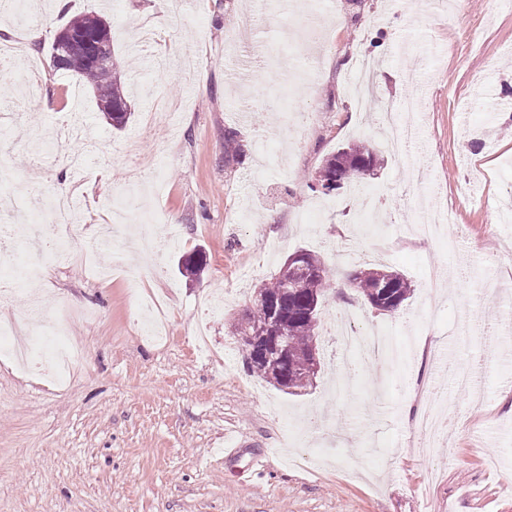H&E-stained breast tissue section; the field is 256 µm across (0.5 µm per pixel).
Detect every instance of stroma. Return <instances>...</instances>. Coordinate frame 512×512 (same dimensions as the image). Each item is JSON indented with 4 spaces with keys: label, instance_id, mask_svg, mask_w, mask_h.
Wrapping results in <instances>:
<instances>
[{
    "label": "stroma",
    "instance_id": "1",
    "mask_svg": "<svg viewBox=\"0 0 512 512\" xmlns=\"http://www.w3.org/2000/svg\"><path fill=\"white\" fill-rule=\"evenodd\" d=\"M256 0H37L44 35L28 43L40 67L37 100L0 79V125L11 136L0 184V250L17 252L34 278L0 300V318H24L32 298L54 319L64 300L76 315L67 336L87 365L64 392L0 356V512H512V344L469 335L465 313L497 319V295H476L491 273H512V0H331L320 21L294 0H270L275 23L255 31L270 58L253 69L227 36ZM106 18L132 116L116 130L91 86L54 68L55 34L78 14ZM296 15L315 35L320 63L308 84L285 45L280 18ZM422 108L403 111L406 98ZM421 132L432 211H450L460 238L411 236L415 198L404 161L386 150L383 107ZM87 137L85 173L62 152H35L72 117ZM288 128L278 155L264 154L267 126ZM241 154L225 161L224 133ZM136 156L125 153L128 143ZM362 142L379 163L365 191L381 200L365 223L349 189L311 191L307 182L338 149ZM144 205L168 248L143 287L169 305L173 341L149 337L127 280L112 274L109 248L93 264L96 225L121 200L138 159ZM37 177L43 196L78 192L70 256L29 247L33 198L14 186ZM201 249L207 265L185 277L181 256ZM307 250L331 279L375 263L403 273L410 299L376 312L358 294L331 290L320 309L313 386L296 395L248 372L233 328L256 288L288 255ZM356 330H392L406 353L371 362L348 393L330 386L341 355L331 319ZM481 358V400L431 363ZM480 410H473V402ZM448 407L441 454L415 450L407 407ZM240 453L225 457L224 445ZM262 475L246 480L256 458Z\"/></svg>",
    "mask_w": 512,
    "mask_h": 512
}]
</instances>
